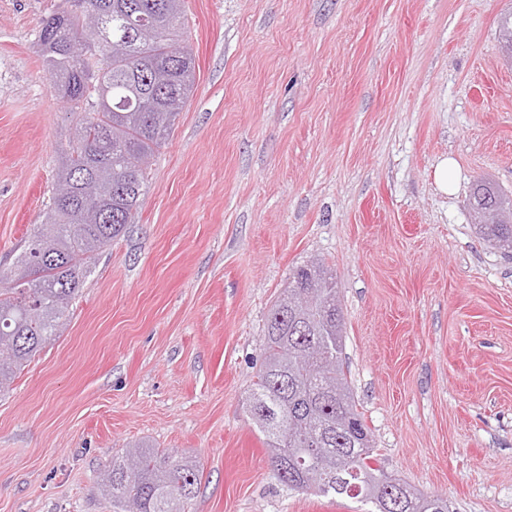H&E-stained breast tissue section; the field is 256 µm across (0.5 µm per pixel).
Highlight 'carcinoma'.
Here are the masks:
<instances>
[{"mask_svg": "<svg viewBox=\"0 0 512 512\" xmlns=\"http://www.w3.org/2000/svg\"><path fill=\"white\" fill-rule=\"evenodd\" d=\"M53 12L40 33L43 64L65 89L72 117L46 203V223L0 269V385L58 335L94 256L135 222L147 192L141 158L165 144L195 83L185 39V0H81ZM512 56V14L500 20ZM155 69L168 81L153 85ZM92 196L98 210L85 211ZM472 208L483 239L512 253V199L475 183ZM302 288L268 311L263 360L245 410L264 437L270 470L293 491L346 496L384 512L394 478L372 466L377 454L341 359L344 317L336 280L316 259L296 267ZM120 512H186L200 483L191 460L142 448L103 464ZM402 512H448V499L410 494Z\"/></svg>", "mask_w": 512, "mask_h": 512, "instance_id": "cac0c4a2", "label": "carcinoma"}]
</instances>
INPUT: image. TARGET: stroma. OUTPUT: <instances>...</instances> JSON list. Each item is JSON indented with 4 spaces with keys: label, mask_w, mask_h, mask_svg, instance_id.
Instances as JSON below:
<instances>
[{
    "label": "stroma",
    "mask_w": 512,
    "mask_h": 512,
    "mask_svg": "<svg viewBox=\"0 0 512 512\" xmlns=\"http://www.w3.org/2000/svg\"><path fill=\"white\" fill-rule=\"evenodd\" d=\"M60 2L0 0L2 268L68 146L37 45ZM186 10L195 85L138 218L0 390V512H113L100 467L135 444L200 466L189 512H365L279 485L244 411L268 311L314 257L384 471L448 512H512V257L470 207L482 178L512 194V0Z\"/></svg>",
    "instance_id": "35a3bbf8"
}]
</instances>
